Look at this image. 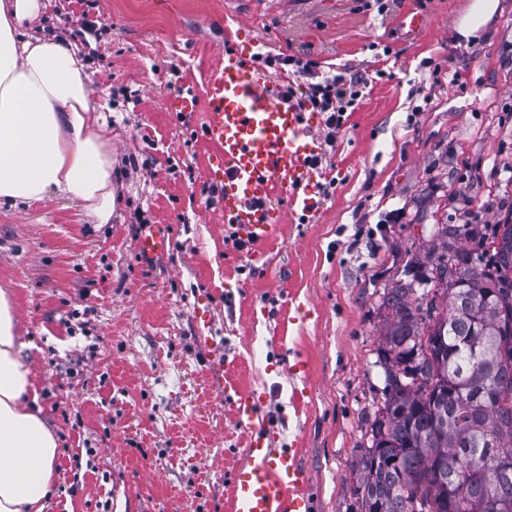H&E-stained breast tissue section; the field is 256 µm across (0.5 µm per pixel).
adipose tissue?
Wrapping results in <instances>:
<instances>
[{
  "instance_id": "adipose-tissue-1",
  "label": "adipose tissue",
  "mask_w": 512,
  "mask_h": 512,
  "mask_svg": "<svg viewBox=\"0 0 512 512\" xmlns=\"http://www.w3.org/2000/svg\"><path fill=\"white\" fill-rule=\"evenodd\" d=\"M44 0H0V205L65 197L112 220V142L90 77L64 39L32 30ZM14 306L0 291V512H46L57 440L21 359Z\"/></svg>"
}]
</instances>
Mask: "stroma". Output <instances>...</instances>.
Here are the masks:
<instances>
[{
  "instance_id": "obj_1",
  "label": "stroma",
  "mask_w": 512,
  "mask_h": 512,
  "mask_svg": "<svg viewBox=\"0 0 512 512\" xmlns=\"http://www.w3.org/2000/svg\"><path fill=\"white\" fill-rule=\"evenodd\" d=\"M469 2L93 0L79 53L112 141V221L63 197L0 208V289L58 441L47 512H229L252 430L207 380L218 352L297 453L311 512H359L385 292L423 278L438 225L512 210V0L476 42L454 31ZM411 9L426 24L408 35ZM228 38L366 83L334 143L313 129L316 211L282 210L259 263L203 192L204 82ZM158 225L171 248L146 267L135 243Z\"/></svg>"
}]
</instances>
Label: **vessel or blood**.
<instances>
[{"instance_id": "1", "label": "vessel or blood", "mask_w": 512, "mask_h": 512, "mask_svg": "<svg viewBox=\"0 0 512 512\" xmlns=\"http://www.w3.org/2000/svg\"><path fill=\"white\" fill-rule=\"evenodd\" d=\"M205 140L214 158L206 180L223 195L224 220L244 240H273L279 204L314 211L316 187L309 160L315 156L312 118L277 101L267 81L254 71L234 45L224 49V63L205 83ZM170 247L159 230L137 242L141 261L149 263ZM212 387L232 399L240 417H253L258 401L225 375L223 357L207 368ZM247 463L236 472L233 512H310L307 496L297 487L304 474L296 454L273 447L268 434L251 436Z\"/></svg>"}]
</instances>
